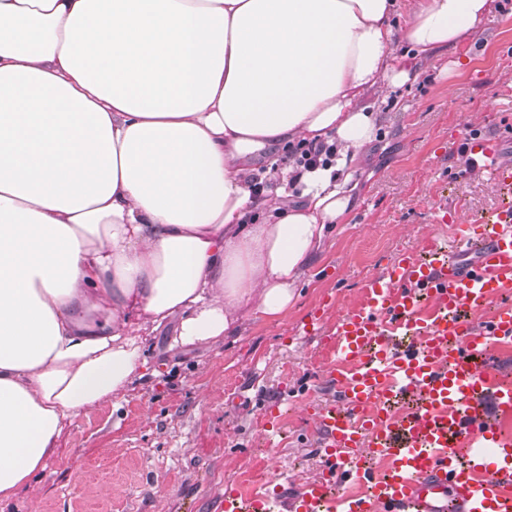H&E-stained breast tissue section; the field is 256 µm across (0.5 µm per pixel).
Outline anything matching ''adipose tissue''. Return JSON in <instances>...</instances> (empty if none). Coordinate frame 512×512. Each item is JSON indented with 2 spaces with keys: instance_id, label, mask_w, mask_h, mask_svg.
Returning <instances> with one entry per match:
<instances>
[{
  "instance_id": "ef3b65f1",
  "label": "adipose tissue",
  "mask_w": 512,
  "mask_h": 512,
  "mask_svg": "<svg viewBox=\"0 0 512 512\" xmlns=\"http://www.w3.org/2000/svg\"><path fill=\"white\" fill-rule=\"evenodd\" d=\"M497 2L0 0V503L145 370L146 329L208 348L287 315L377 102ZM321 142L303 203L252 193L256 160Z\"/></svg>"
}]
</instances>
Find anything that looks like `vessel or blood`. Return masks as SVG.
<instances>
[{
  "mask_svg": "<svg viewBox=\"0 0 512 512\" xmlns=\"http://www.w3.org/2000/svg\"><path fill=\"white\" fill-rule=\"evenodd\" d=\"M479 169L512 185V164L477 141ZM455 246L428 261L404 252L336 319L327 346L340 362V404L320 408L319 474L291 512H512V382L482 362L512 344V309L488 315L512 288V205L453 226ZM360 495L335 496L345 483ZM217 512H269L263 496L221 494Z\"/></svg>",
  "mask_w": 512,
  "mask_h": 512,
  "instance_id": "obj_1",
  "label": "vessel or blood"
}]
</instances>
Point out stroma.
Wrapping results in <instances>:
<instances>
[{
	"instance_id": "obj_1",
	"label": "stroma",
	"mask_w": 512,
	"mask_h": 512,
	"mask_svg": "<svg viewBox=\"0 0 512 512\" xmlns=\"http://www.w3.org/2000/svg\"><path fill=\"white\" fill-rule=\"evenodd\" d=\"M500 4L463 67L427 69L389 103L353 173V217L315 259L288 315L245 317L235 339L208 349L169 350L165 329L147 336L146 376L68 424L46 471L0 512H216L224 490L289 496L318 474L314 408L339 400L323 350L337 317L400 253L420 252L431 237L447 245L441 218L500 201L487 173L449 158L476 129L512 161V0ZM315 314L316 330L304 332ZM272 405L290 411L268 445Z\"/></svg>"
}]
</instances>
